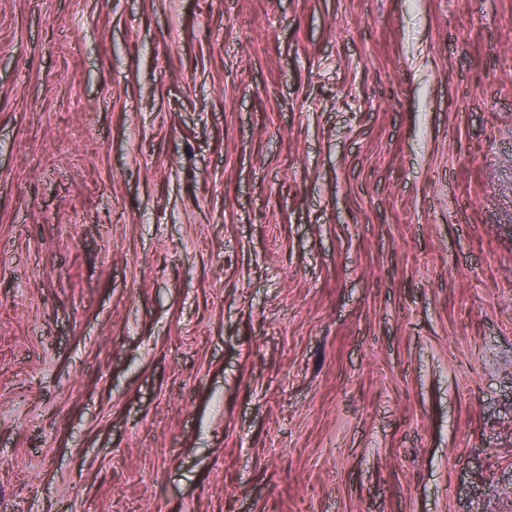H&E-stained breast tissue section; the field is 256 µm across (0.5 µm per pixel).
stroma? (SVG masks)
Returning <instances> with one entry per match:
<instances>
[{
  "label": "stroma",
  "mask_w": 512,
  "mask_h": 512,
  "mask_svg": "<svg viewBox=\"0 0 512 512\" xmlns=\"http://www.w3.org/2000/svg\"><path fill=\"white\" fill-rule=\"evenodd\" d=\"M0 512H512V0H0Z\"/></svg>",
  "instance_id": "stroma-1"
}]
</instances>
